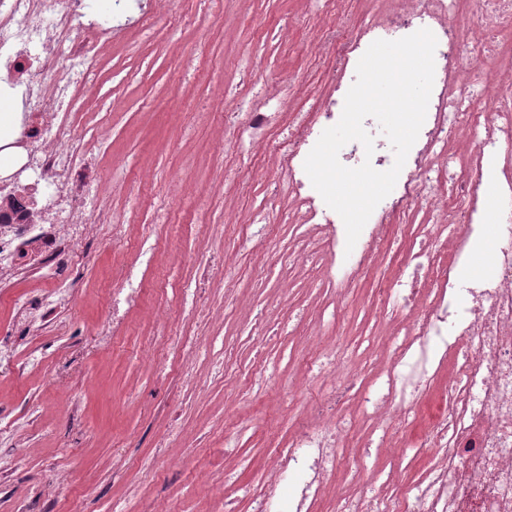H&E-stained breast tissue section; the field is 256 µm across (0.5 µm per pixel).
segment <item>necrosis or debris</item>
<instances>
[{
	"label": "necrosis or debris",
	"mask_w": 512,
	"mask_h": 512,
	"mask_svg": "<svg viewBox=\"0 0 512 512\" xmlns=\"http://www.w3.org/2000/svg\"><path fill=\"white\" fill-rule=\"evenodd\" d=\"M472 15V23L455 21L452 0H399L382 23L329 35L319 53L340 62L334 84L341 96L354 83L369 43L383 35L397 40L431 30L437 39L434 88L412 161L373 211L346 265L322 259L326 246L344 248V224L320 209L314 197L304 200L310 226L302 250L320 259L311 268L314 278L325 276L349 289L355 277L379 264L376 243L410 207H437L462 218L451 230L426 226L423 246L405 254L406 265L428 278L426 292L401 280L379 288L384 305L403 304L410 313L392 333L395 353L382 389L362 399L368 419L379 428L391 420L409 425L426 419L416 443L434 449L431 464L416 482L397 483L387 499L325 497L330 475L343 463L339 438L346 414L339 393L349 385L346 378L334 379L321 409L300 419L285 447L272 450L260 485L250 494V512H277L286 494L293 512H512V165L501 160L503 148L512 146V86L495 80L501 59L488 46L489 39L512 33V0H473ZM71 30L84 31V38H68ZM114 34L110 22L87 19L84 0H0V89L19 92L21 99L18 134L10 144L19 167L0 179V278L27 260L30 270L57 287L56 298L45 302L50 310L68 294L66 271L87 259L88 225L118 229L125 222L124 213L88 193L96 174L86 164L82 136L70 134L61 118L83 108L76 87ZM339 106L338 99H330L313 112H263L243 99L232 112L215 106L209 118L237 139L261 143L289 184L301 189L315 130L335 122ZM283 123L291 129L288 138H273L272 128ZM363 125L374 138L373 154L352 141L343 161L357 167L367 160L376 169L393 164L394 152L377 120L366 118ZM464 131L477 142L475 167L453 195L438 193V163L448 157V138ZM490 232L498 247L489 268L470 278L468 252ZM183 301L197 320V335L177 336L163 320L158 339L142 352L162 376L166 367L157 350H172L181 361L179 373L171 375L176 383L192 376L212 319L200 288H185ZM440 356L451 360L452 370L447 387L437 392Z\"/></svg>",
	"instance_id": "obj_1"
}]
</instances>
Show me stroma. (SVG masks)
I'll return each instance as SVG.
<instances>
[{"label":"stroma","mask_w":512,"mask_h":512,"mask_svg":"<svg viewBox=\"0 0 512 512\" xmlns=\"http://www.w3.org/2000/svg\"><path fill=\"white\" fill-rule=\"evenodd\" d=\"M380 0H338L327 14L324 0H224L212 14L206 0H170L166 20L151 37L127 29L112 38L95 64L98 77L81 85L88 110L79 129L91 137L96 188L128 218L120 234L96 225L90 256L73 285V302L58 310L48 329L18 325L12 299L50 295L49 282L20 270L13 287L0 288V512H150L172 499L182 512H208L196 473L207 446L222 445L223 425L234 427L217 473L237 512L260 481L269 449L285 446L297 419L325 389L305 377L297 359L302 337H341V368L358 372L346 408L353 423L341 444L362 465L339 471L329 485L339 492L388 497L395 481L418 477L432 449L407 447L393 458L379 455L384 430L362 414L365 391L385 379L382 341L396 320L370 301L384 275L422 279L388 255L347 295L335 286L311 287L290 256L298 237L300 200L287 178L249 144L226 139L216 147L200 106L222 101L225 111L256 86H276L275 108L311 104L329 94L326 63L315 62L324 28H355L379 16ZM224 59V83L214 85L208 60ZM229 175L213 179L216 159ZM267 200L263 242L225 233L228 223L247 224L252 204ZM168 221L152 230L157 203ZM157 244L144 272L145 290L127 315L121 335L104 319L108 288L124 249ZM267 256L256 265L257 247ZM223 260L238 274L233 299L214 282V318L195 376L176 391L139 358L162 312L178 320L177 333L195 326L181 305L182 288L198 275L201 257ZM275 305V326L249 336L263 306ZM232 361L239 384L213 376ZM68 387L72 403L57 400Z\"/></svg>","instance_id":"35a3bbf8"}]
</instances>
